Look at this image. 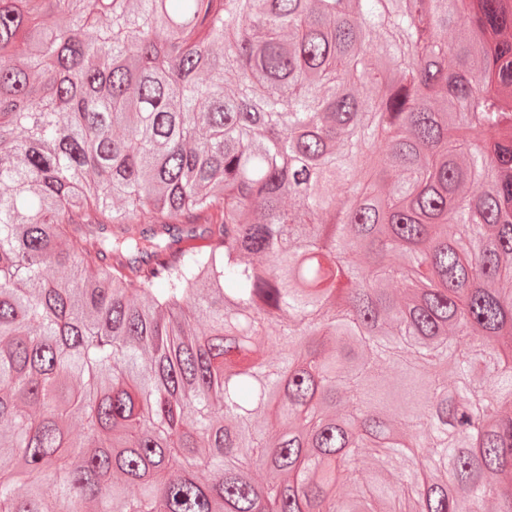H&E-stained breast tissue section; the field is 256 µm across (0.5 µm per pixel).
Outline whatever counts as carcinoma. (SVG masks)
Instances as JSON below:
<instances>
[{
  "label": "carcinoma",
  "instance_id": "carcinoma-1",
  "mask_svg": "<svg viewBox=\"0 0 512 512\" xmlns=\"http://www.w3.org/2000/svg\"><path fill=\"white\" fill-rule=\"evenodd\" d=\"M0 512H512V0H0Z\"/></svg>",
  "mask_w": 512,
  "mask_h": 512
}]
</instances>
